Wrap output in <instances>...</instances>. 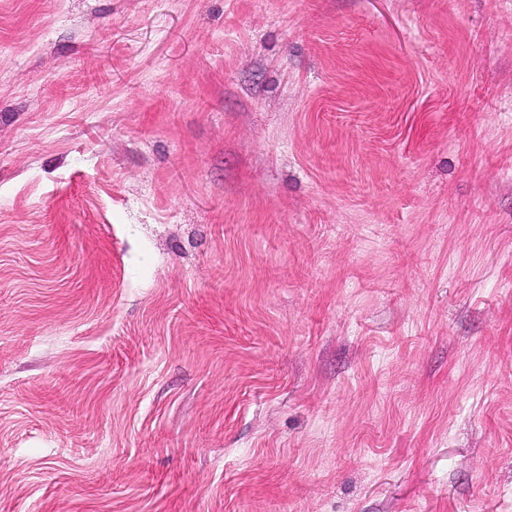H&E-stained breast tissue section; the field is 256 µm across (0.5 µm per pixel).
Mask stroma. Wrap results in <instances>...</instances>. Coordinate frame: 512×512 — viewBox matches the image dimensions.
<instances>
[{"label": "stroma", "instance_id": "1", "mask_svg": "<svg viewBox=\"0 0 512 512\" xmlns=\"http://www.w3.org/2000/svg\"><path fill=\"white\" fill-rule=\"evenodd\" d=\"M0 512H512V0H0Z\"/></svg>", "mask_w": 512, "mask_h": 512}]
</instances>
